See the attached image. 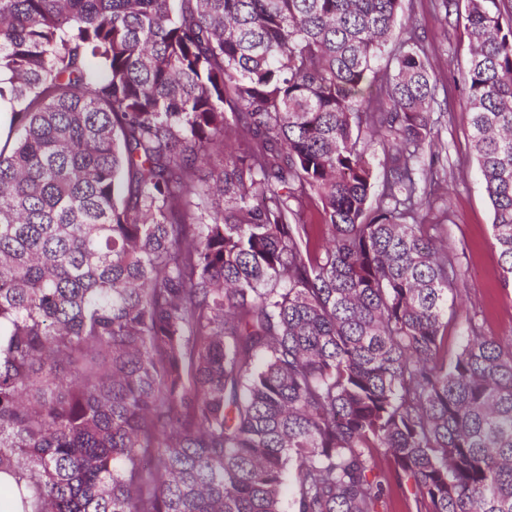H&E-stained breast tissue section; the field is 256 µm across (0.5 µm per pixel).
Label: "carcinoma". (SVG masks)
I'll list each match as a JSON object with an SVG mask.
<instances>
[{
  "instance_id": "carcinoma-1",
  "label": "carcinoma",
  "mask_w": 512,
  "mask_h": 512,
  "mask_svg": "<svg viewBox=\"0 0 512 512\" xmlns=\"http://www.w3.org/2000/svg\"><path fill=\"white\" fill-rule=\"evenodd\" d=\"M401 4L0 0V501L281 512L291 472V512H386L392 479L512 512V336L474 312L448 357L463 272L420 223L437 77ZM458 17L507 283L512 9Z\"/></svg>"
}]
</instances>
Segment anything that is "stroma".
I'll return each instance as SVG.
<instances>
[{
    "label": "stroma",
    "mask_w": 512,
    "mask_h": 512,
    "mask_svg": "<svg viewBox=\"0 0 512 512\" xmlns=\"http://www.w3.org/2000/svg\"><path fill=\"white\" fill-rule=\"evenodd\" d=\"M403 16L425 32L437 75V103L431 114L437 145L423 153L437 182L421 218L448 230V253L457 258L466 278L448 295V351L460 348L470 312H479L489 336H512V288L503 287L502 267L492 238L493 211L478 176L464 118L467 95L461 74L471 53L463 23L444 20L432 0H403Z\"/></svg>",
    "instance_id": "1"
}]
</instances>
